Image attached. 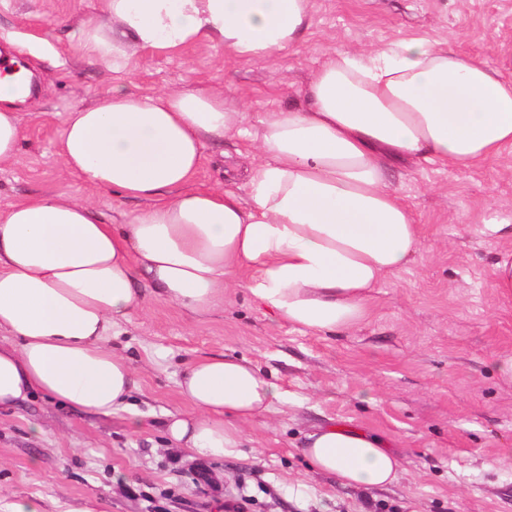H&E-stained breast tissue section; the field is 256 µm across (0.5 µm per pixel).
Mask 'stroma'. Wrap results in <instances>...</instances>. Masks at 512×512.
I'll return each instance as SVG.
<instances>
[{
    "label": "stroma",
    "instance_id": "obj_1",
    "mask_svg": "<svg viewBox=\"0 0 512 512\" xmlns=\"http://www.w3.org/2000/svg\"><path fill=\"white\" fill-rule=\"evenodd\" d=\"M313 24L298 46L263 62L191 44L138 51L110 71L74 33L97 18L99 0H0V49L29 70L35 87L19 104L22 142L0 166V210L35 194L94 203L105 220L127 224L139 199L99 189L62 171L59 135L71 108L121 86L151 96L168 88L222 89L244 105L254 131L267 112L300 105L302 88L326 56L380 47L394 37L451 41L462 55L512 73V0H312ZM243 138L207 145L197 188L243 191L251 159ZM391 183L412 208L424 249L372 293L367 318L339 333L280 323L248 290L191 320L141 285L143 302L113 331L136 386L128 409L109 416L75 411L37 394L0 412V503L37 499L66 512L87 499L100 512H224L245 491V512H512V298L490 286L498 253L512 252V156L470 170L400 164ZM165 349L168 361L153 355ZM255 362L286 393L245 425L233 456L189 459L162 426L182 408L185 367L209 354ZM139 416L144 427L132 432ZM336 423L384 438L402 459L383 489L340 485L313 473L300 448ZM41 434H34L32 425Z\"/></svg>",
    "mask_w": 512,
    "mask_h": 512
}]
</instances>
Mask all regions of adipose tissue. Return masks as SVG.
I'll return each mask as SVG.
<instances>
[{
    "label": "adipose tissue",
    "instance_id": "adipose-tissue-1",
    "mask_svg": "<svg viewBox=\"0 0 512 512\" xmlns=\"http://www.w3.org/2000/svg\"><path fill=\"white\" fill-rule=\"evenodd\" d=\"M312 0H101L78 31L113 71L139 49L201 42L261 62L301 43ZM303 108L265 113L248 138L247 194L195 189L206 144L241 133L243 105L223 91L119 88L72 109L64 173L147 200L124 230L88 200L34 195L0 211V408L43 392L80 411L126 408L134 368L112 329L142 304L147 281L164 301L201 316L244 287L274 316L313 332L362 321L374 288L413 262L423 238L392 188L398 164L470 169L512 154V76L421 38L328 56ZM8 79L0 80V164L22 138ZM185 413L168 438L190 457L234 455L244 425L285 393L246 358L204 356L179 384ZM310 467L342 484L392 483L402 461L378 437L328 424L310 433Z\"/></svg>",
    "mask_w": 512,
    "mask_h": 512
}]
</instances>
